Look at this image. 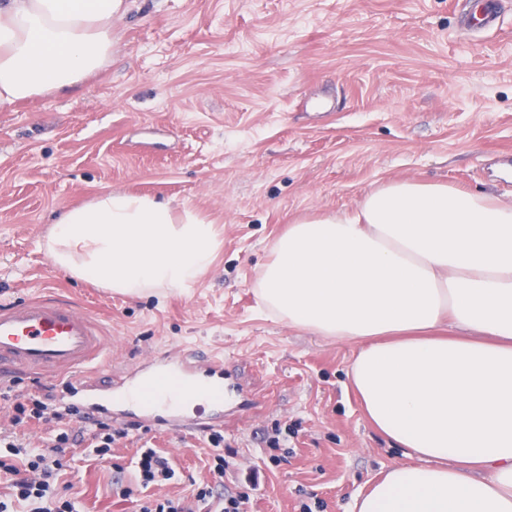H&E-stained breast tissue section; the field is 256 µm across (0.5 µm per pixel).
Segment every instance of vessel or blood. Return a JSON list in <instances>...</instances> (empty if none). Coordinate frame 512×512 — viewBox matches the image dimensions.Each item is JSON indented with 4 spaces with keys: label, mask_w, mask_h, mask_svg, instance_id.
Masks as SVG:
<instances>
[{
    "label": "vessel or blood",
    "mask_w": 512,
    "mask_h": 512,
    "mask_svg": "<svg viewBox=\"0 0 512 512\" xmlns=\"http://www.w3.org/2000/svg\"><path fill=\"white\" fill-rule=\"evenodd\" d=\"M108 347L98 321L70 301L48 295L0 302V368L21 374H70L75 390L85 391L96 379L99 369L111 366ZM153 372L181 377L199 399L208 400L212 390L200 377L195 365L185 357H165L153 364ZM141 374L113 378V413L124 420L136 414L133 405ZM182 407L178 396L158 394L149 410L163 419L174 432L183 431Z\"/></svg>",
    "instance_id": "obj_1"
}]
</instances>
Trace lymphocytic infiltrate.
I'll return each instance as SVG.
<instances>
[{"mask_svg": "<svg viewBox=\"0 0 512 512\" xmlns=\"http://www.w3.org/2000/svg\"><path fill=\"white\" fill-rule=\"evenodd\" d=\"M45 398L40 384L31 390L15 381L0 385V404L7 408L9 418L7 427L0 429V445L5 448L0 454V478L6 479L11 488L0 499V512H16L20 507L25 512H81L74 483L63 463L67 449H92L105 462L112 457L113 445L129 435L127 429H116L111 423L94 418L88 421V431L77 430L69 414L49 412ZM40 424L52 431L44 449L18 436L22 427ZM223 441L221 433L209 435L208 442L216 449L209 468L211 481L197 489L194 498L209 512H248V494L224 489L228 464L219 452Z\"/></svg>", "mask_w": 512, "mask_h": 512, "instance_id": "f902f5d3", "label": "lymphocytic infiltrate"}]
</instances>
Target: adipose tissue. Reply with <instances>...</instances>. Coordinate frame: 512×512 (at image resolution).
Masks as SVG:
<instances>
[{
    "label": "adipose tissue",
    "mask_w": 512,
    "mask_h": 512,
    "mask_svg": "<svg viewBox=\"0 0 512 512\" xmlns=\"http://www.w3.org/2000/svg\"><path fill=\"white\" fill-rule=\"evenodd\" d=\"M124 0H0V104L72 88L112 56ZM216 224L126 192L62 209L45 248L71 276L136 295L186 288ZM257 293L289 325L359 343L350 379L408 457L352 512H512V199L390 180L352 215L273 242Z\"/></svg>",
    "instance_id": "obj_1"
}]
</instances>
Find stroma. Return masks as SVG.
<instances>
[{
	"mask_svg": "<svg viewBox=\"0 0 512 512\" xmlns=\"http://www.w3.org/2000/svg\"><path fill=\"white\" fill-rule=\"evenodd\" d=\"M452 0H126L112 56L83 84L0 104V300L56 291L112 341L100 379L167 352L230 357L243 380L224 414V479L288 451L249 512H351L403 449L349 386L357 344L288 326L256 283L296 219L352 212L394 179L512 197V0L477 40ZM148 194L217 223L222 244L185 291L127 296L60 271L45 250L62 208L98 193ZM169 453L160 492L207 475L202 435L143 421L112 463L75 459L84 512H139L141 446Z\"/></svg>",
	"mask_w": 512,
	"mask_h": 512,
	"instance_id": "stroma-1",
	"label": "stroma"
}]
</instances>
